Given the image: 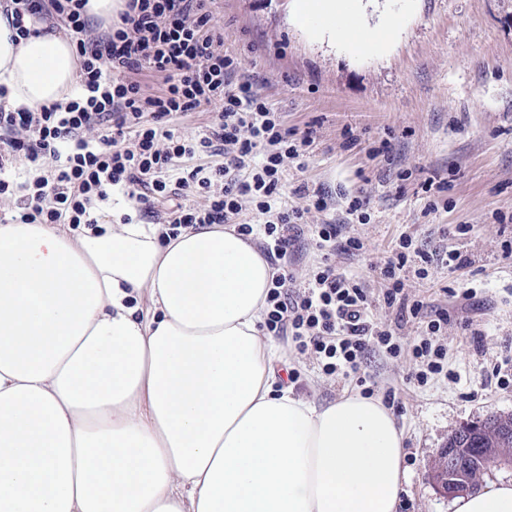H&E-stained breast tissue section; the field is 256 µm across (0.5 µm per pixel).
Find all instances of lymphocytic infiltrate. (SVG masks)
I'll use <instances>...</instances> for the list:
<instances>
[{
    "instance_id": "obj_1",
    "label": "lymphocytic infiltrate",
    "mask_w": 512,
    "mask_h": 512,
    "mask_svg": "<svg viewBox=\"0 0 512 512\" xmlns=\"http://www.w3.org/2000/svg\"><path fill=\"white\" fill-rule=\"evenodd\" d=\"M86 4L11 0L18 37L30 36L31 23L60 21L79 64L76 93L34 109L9 105L0 85V202L11 223L92 226L118 191L172 237L200 224L234 225L258 240L274 269L267 332L310 352L324 374L357 375L376 350L408 355L418 385L447 374L448 347L437 339L447 309L405 292L408 263L424 279L431 256L403 236L380 268L385 306L396 308L398 320L424 325L406 349L374 318L366 289L329 263L338 225L305 231L303 210L287 206L285 172L313 132L288 130L253 79H236L239 61L216 48L217 24L204 0H124L118 22L105 29ZM144 70L163 75L159 92L135 80ZM204 106L212 109L205 133L171 128L178 114ZM307 233L323 258L300 286L288 256Z\"/></svg>"
}]
</instances>
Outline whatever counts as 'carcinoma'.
Instances as JSON below:
<instances>
[{
  "label": "carcinoma",
  "instance_id": "1",
  "mask_svg": "<svg viewBox=\"0 0 512 512\" xmlns=\"http://www.w3.org/2000/svg\"><path fill=\"white\" fill-rule=\"evenodd\" d=\"M448 447L466 449L468 468L462 469V474L470 479L481 478L490 464L485 449L512 448V414L491 415L476 428L459 427L448 439Z\"/></svg>",
  "mask_w": 512,
  "mask_h": 512
}]
</instances>
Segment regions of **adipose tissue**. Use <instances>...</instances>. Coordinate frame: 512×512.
Instances as JSON below:
<instances>
[{"label": "adipose tissue", "mask_w": 512, "mask_h": 512, "mask_svg": "<svg viewBox=\"0 0 512 512\" xmlns=\"http://www.w3.org/2000/svg\"><path fill=\"white\" fill-rule=\"evenodd\" d=\"M300 11L373 35L345 0ZM0 10L12 106L64 100L76 50L16 41ZM0 225V512H395L402 433L374 396L319 405L258 329L272 269L221 224ZM455 512H512V482Z\"/></svg>", "instance_id": "ef3b65f1"}]
</instances>
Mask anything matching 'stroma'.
<instances>
[{
  "instance_id": "35a3bbf8",
  "label": "stroma",
  "mask_w": 512,
  "mask_h": 512,
  "mask_svg": "<svg viewBox=\"0 0 512 512\" xmlns=\"http://www.w3.org/2000/svg\"><path fill=\"white\" fill-rule=\"evenodd\" d=\"M207 8L241 74L258 80L288 128L314 132L301 163L288 166V188L332 194L339 220L346 196L368 201L369 220L343 229L367 249L334 253L337 270L380 295L374 268L404 233L431 252L456 246L469 261L407 275L409 294L450 314L447 376L420 386L406 359L378 353L361 371L375 396L391 390L399 403L408 481L396 512H453L431 462L460 426L512 413V259L503 256L512 240V0H355L367 25L394 23L362 48L328 37L329 19L295 16L292 0ZM459 224L469 233L457 235ZM468 288L475 298H463ZM275 345L299 375L297 394L325 403L357 392L355 378L325 375L311 354Z\"/></svg>"
}]
</instances>
